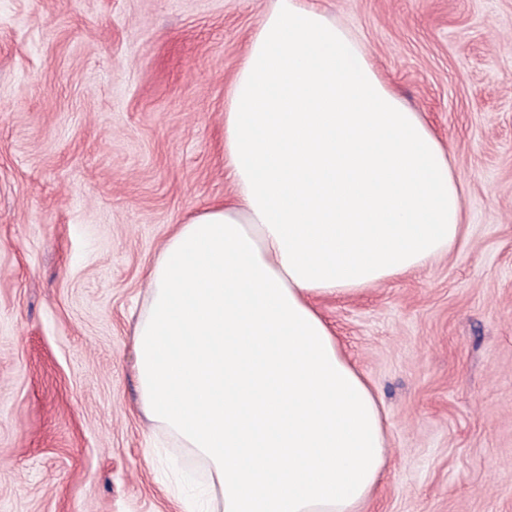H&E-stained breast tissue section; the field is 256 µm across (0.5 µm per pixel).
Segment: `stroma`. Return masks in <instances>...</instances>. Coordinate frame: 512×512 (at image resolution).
Returning <instances> with one entry per match:
<instances>
[{
    "label": "stroma",
    "instance_id": "stroma-1",
    "mask_svg": "<svg viewBox=\"0 0 512 512\" xmlns=\"http://www.w3.org/2000/svg\"><path fill=\"white\" fill-rule=\"evenodd\" d=\"M274 0H0V512H185L131 343L173 227L231 197L224 106ZM445 146L447 254L313 303L388 429L361 512H512V0H308Z\"/></svg>",
    "mask_w": 512,
    "mask_h": 512
}]
</instances>
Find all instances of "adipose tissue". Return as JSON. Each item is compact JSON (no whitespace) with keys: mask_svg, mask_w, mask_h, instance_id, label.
Returning <instances> with one entry per match:
<instances>
[{"mask_svg":"<svg viewBox=\"0 0 512 512\" xmlns=\"http://www.w3.org/2000/svg\"><path fill=\"white\" fill-rule=\"evenodd\" d=\"M224 169L233 199L177 225L149 269L139 406L207 465V512H359L386 425L312 299L448 252V154L344 29L276 0L224 108Z\"/></svg>","mask_w":512,"mask_h":512,"instance_id":"adipose-tissue-1","label":"adipose tissue"}]
</instances>
